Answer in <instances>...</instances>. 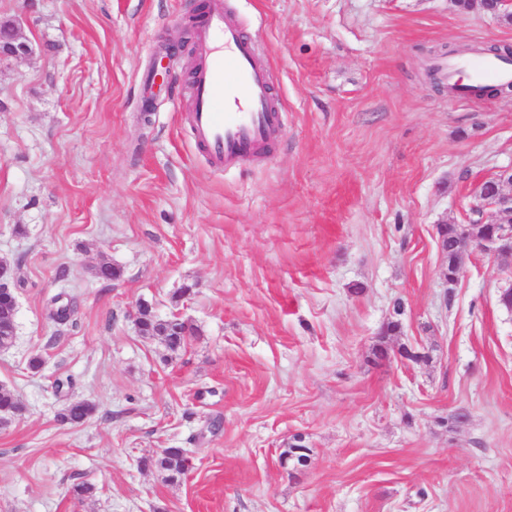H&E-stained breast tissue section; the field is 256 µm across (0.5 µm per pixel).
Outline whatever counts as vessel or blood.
Returning a JSON list of instances; mask_svg holds the SVG:
<instances>
[{"mask_svg": "<svg viewBox=\"0 0 512 512\" xmlns=\"http://www.w3.org/2000/svg\"><path fill=\"white\" fill-rule=\"evenodd\" d=\"M201 66L191 88L189 123L196 145L210 164L231 168L263 154L279 136L282 110L271 85L270 68L256 42L223 0H213L196 31ZM449 76L467 73L459 83L462 97L479 85L512 84V62L497 58L440 61Z\"/></svg>", "mask_w": 512, "mask_h": 512, "instance_id": "obj_1", "label": "vessel or blood"}]
</instances>
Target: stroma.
Segmentation results:
<instances>
[{"label": "stroma", "instance_id": "obj_1", "mask_svg": "<svg viewBox=\"0 0 512 512\" xmlns=\"http://www.w3.org/2000/svg\"><path fill=\"white\" fill-rule=\"evenodd\" d=\"M226 2L285 122L224 172L192 139L187 50L154 76L193 0H0L32 47L0 57V384L22 407L0 512H512V256L470 251L451 285L437 233L512 167V89L461 101L429 74L512 26L454 0ZM142 299L196 336L167 355ZM76 399L94 414L59 422ZM297 436L308 463L282 468ZM164 448L190 458L178 482L140 465Z\"/></svg>", "mask_w": 512, "mask_h": 512}]
</instances>
